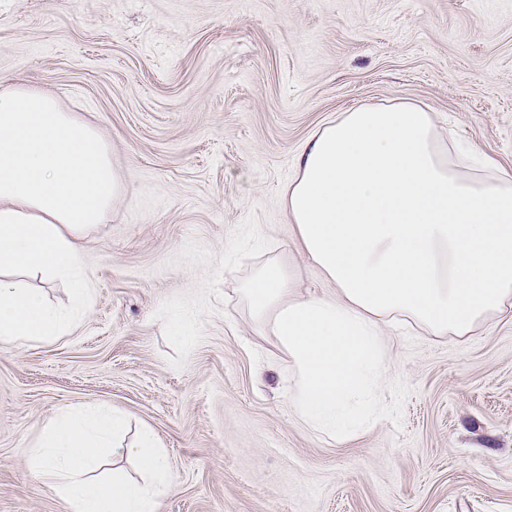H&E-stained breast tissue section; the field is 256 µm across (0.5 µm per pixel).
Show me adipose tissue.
<instances>
[{
	"label": "adipose tissue",
	"instance_id": "1",
	"mask_svg": "<svg viewBox=\"0 0 512 512\" xmlns=\"http://www.w3.org/2000/svg\"><path fill=\"white\" fill-rule=\"evenodd\" d=\"M121 192L97 128L32 86L0 82V340L62 332L66 318L29 272L84 284L81 242ZM289 223L336 297L290 296V271L268 260L241 290L253 324L292 361V401L312 427L344 437L379 414L388 321L469 336L512 307V172L441 136L406 100L344 112L304 144L284 190ZM123 423L92 408L46 421L29 468L50 479L70 512H158L180 480L149 435L125 444ZM133 458L148 480L92 478L102 449Z\"/></svg>",
	"mask_w": 512,
	"mask_h": 512
}]
</instances>
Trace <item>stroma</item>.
<instances>
[{
    "instance_id": "1",
    "label": "stroma",
    "mask_w": 512,
    "mask_h": 512,
    "mask_svg": "<svg viewBox=\"0 0 512 512\" xmlns=\"http://www.w3.org/2000/svg\"><path fill=\"white\" fill-rule=\"evenodd\" d=\"M0 81L56 93L123 175L67 280L18 275L69 319L0 344V512H69L26 459L96 406L179 474L159 512H512V311L473 335L388 331L385 411L348 439L291 400L287 352L240 288L276 257L334 297L283 189L319 127L419 102L512 166V0H0Z\"/></svg>"
}]
</instances>
